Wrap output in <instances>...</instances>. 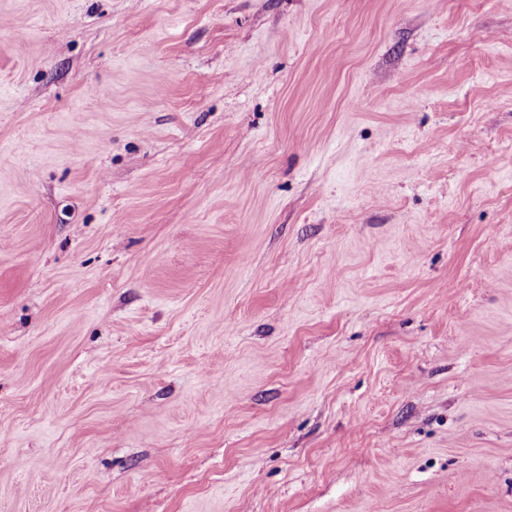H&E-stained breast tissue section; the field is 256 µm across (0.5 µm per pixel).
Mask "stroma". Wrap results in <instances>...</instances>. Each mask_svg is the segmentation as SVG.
I'll list each match as a JSON object with an SVG mask.
<instances>
[{"label":"stroma","instance_id":"35a3bbf8","mask_svg":"<svg viewBox=\"0 0 512 512\" xmlns=\"http://www.w3.org/2000/svg\"><path fill=\"white\" fill-rule=\"evenodd\" d=\"M0 512H512V0H0Z\"/></svg>","mask_w":512,"mask_h":512}]
</instances>
